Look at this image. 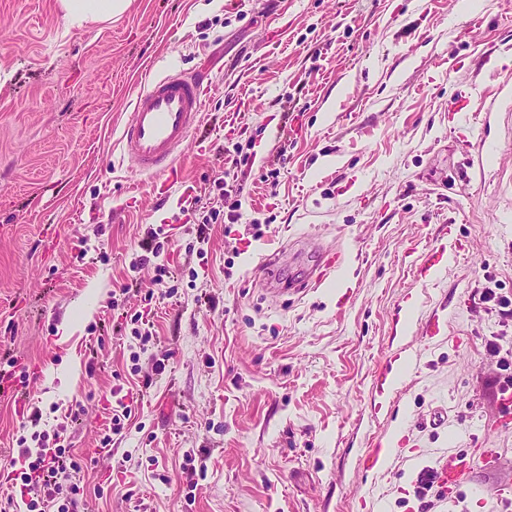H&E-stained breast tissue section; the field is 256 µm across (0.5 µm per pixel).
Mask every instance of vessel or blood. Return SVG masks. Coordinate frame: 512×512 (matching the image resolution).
I'll return each instance as SVG.
<instances>
[{
	"mask_svg": "<svg viewBox=\"0 0 512 512\" xmlns=\"http://www.w3.org/2000/svg\"><path fill=\"white\" fill-rule=\"evenodd\" d=\"M202 103L197 76L167 73L154 77L135 98L131 119L121 137L124 156L142 173L171 168L191 139ZM446 252L442 245L427 249L416 269L421 281H428L444 266ZM494 460L490 452L478 457L448 454L433 468L432 481L441 493L453 494L471 484L478 464L489 465Z\"/></svg>",
	"mask_w": 512,
	"mask_h": 512,
	"instance_id": "obj_1",
	"label": "vessel or blood"
}]
</instances>
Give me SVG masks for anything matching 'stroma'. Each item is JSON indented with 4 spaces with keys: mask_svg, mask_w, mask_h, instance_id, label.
Returning <instances> with one entry per match:
<instances>
[{
    "mask_svg": "<svg viewBox=\"0 0 512 512\" xmlns=\"http://www.w3.org/2000/svg\"><path fill=\"white\" fill-rule=\"evenodd\" d=\"M458 4L132 0L74 28L60 0H0L6 512H55L4 464L58 442L85 512H512L494 496L512 484V427L485 350L512 349V312L484 300L512 298V0ZM163 72L202 73L204 106L153 179L118 141ZM158 230L165 286L119 294L149 280L131 264ZM450 237L465 252L420 281L422 247ZM337 246L341 266L313 284ZM263 262L272 277H255ZM139 311L144 345L125 322ZM119 386L132 416L104 448ZM392 439L363 473L359 456ZM479 448L494 470L449 498L421 490L439 457Z\"/></svg>",
    "mask_w": 512,
    "mask_h": 512,
    "instance_id": "35a3bbf8",
    "label": "stroma"
}]
</instances>
